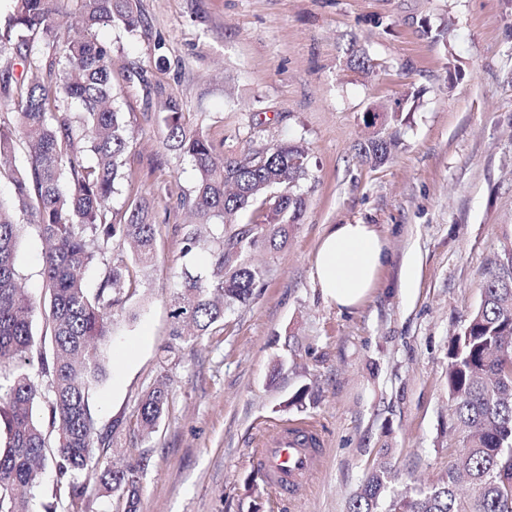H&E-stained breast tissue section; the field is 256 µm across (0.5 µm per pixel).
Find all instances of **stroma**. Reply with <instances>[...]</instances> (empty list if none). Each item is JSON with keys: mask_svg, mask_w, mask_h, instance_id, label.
I'll use <instances>...</instances> for the list:
<instances>
[{"mask_svg": "<svg viewBox=\"0 0 512 512\" xmlns=\"http://www.w3.org/2000/svg\"><path fill=\"white\" fill-rule=\"evenodd\" d=\"M143 28L101 30L133 131L127 193L149 200L158 262L115 316L107 375L92 392L122 424L111 461L146 457L141 512H346L366 476L393 467L406 495L448 472L462 438L448 397V347L512 242V0H137ZM370 70L351 66L352 47ZM178 99L224 158L302 144L307 208L287 243L257 244L252 300L223 329L166 359L183 268L209 275V246L182 256L178 206L195 183L165 150L149 87ZM400 146L379 166L356 144L367 108L405 92ZM17 267L43 301L44 243L26 216ZM374 224L390 260L359 309L328 304L311 278L331 224ZM416 260L414 283L405 267ZM170 390L157 430L135 425L140 397ZM309 422L323 463L294 494L269 489L254 458L276 425Z\"/></svg>", "mask_w": 512, "mask_h": 512, "instance_id": "stroma-1", "label": "stroma"}]
</instances>
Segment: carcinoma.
Listing matches in <instances>:
<instances>
[{
	"instance_id": "1",
	"label": "carcinoma",
	"mask_w": 512,
	"mask_h": 512,
	"mask_svg": "<svg viewBox=\"0 0 512 512\" xmlns=\"http://www.w3.org/2000/svg\"><path fill=\"white\" fill-rule=\"evenodd\" d=\"M0 26V113L15 117L0 126V164L20 141L29 148L28 166L13 178L18 210L35 221L46 244L42 275L49 309L44 337L33 333L36 305L16 266L21 225L0 204V512H32L28 494L39 485L47 459L56 467V504L83 512L94 488L139 512L141 457L121 467L105 459L118 445L120 423L99 422L91 390L106 375L103 355L112 318L139 287L141 272L156 265V224L150 203L125 198L130 179L125 153L128 125L112 83V44L96 31L141 27L135 0H11ZM78 19L83 32L60 35L59 17ZM22 64L34 72L25 80ZM164 113L166 145L187 157L197 172L192 192L179 206L192 221L183 227L182 257L209 228L215 249L211 275L181 272L175 298L170 354L224 327V312L248 303L263 280L261 267L245 253L263 240L284 245L299 223L307 200L299 183L308 175V153L277 144L238 158L218 155L201 131L186 128L178 101L156 89ZM397 132L357 143L366 163L381 164L397 148ZM260 204L259 224H229L237 213ZM96 261L106 274L94 293L85 272ZM512 246L498 254L482 283L480 304L448 348V395L464 433L463 448L448 464L444 480L419 486L411 497H388L392 470L371 472L350 498L348 512H512ZM170 391L155 384L140 399L136 425L150 435L169 406ZM45 403L49 427L35 407Z\"/></svg>"
}]
</instances>
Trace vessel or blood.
<instances>
[{
    "instance_id": "b4317fda",
    "label": "vessel or blood",
    "mask_w": 512,
    "mask_h": 512,
    "mask_svg": "<svg viewBox=\"0 0 512 512\" xmlns=\"http://www.w3.org/2000/svg\"><path fill=\"white\" fill-rule=\"evenodd\" d=\"M322 458V439L310 424L286 423L274 429L256 457L270 487L297 491L304 478L318 468Z\"/></svg>"
}]
</instances>
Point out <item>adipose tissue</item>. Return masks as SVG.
I'll return each instance as SVG.
<instances>
[{
  "mask_svg": "<svg viewBox=\"0 0 512 512\" xmlns=\"http://www.w3.org/2000/svg\"><path fill=\"white\" fill-rule=\"evenodd\" d=\"M387 257V241L375 225L332 224L319 242L311 277L326 302L351 311L375 291Z\"/></svg>",
  "mask_w": 512,
  "mask_h": 512,
  "instance_id": "ef3b65f1",
  "label": "adipose tissue"
}]
</instances>
